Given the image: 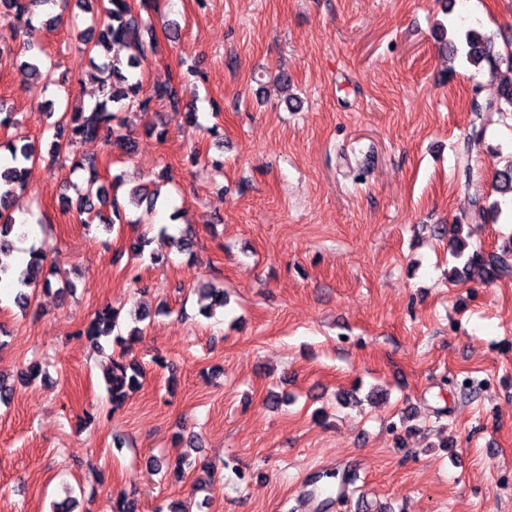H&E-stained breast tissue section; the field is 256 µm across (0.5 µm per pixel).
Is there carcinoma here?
<instances>
[{"instance_id":"1","label":"carcinoma","mask_w":512,"mask_h":512,"mask_svg":"<svg viewBox=\"0 0 512 512\" xmlns=\"http://www.w3.org/2000/svg\"><path fill=\"white\" fill-rule=\"evenodd\" d=\"M56 0H0V64L17 60L15 43L18 38L16 24L22 23L27 31L34 29V5H50ZM75 5L86 12L98 10L103 16L99 28H90L75 33L82 43L80 51L92 68V77L98 85L99 97L89 107H78L72 112L62 113L55 121L58 126L57 140L52 142L51 153L55 157H67L71 148L78 142L101 141L109 146H117L130 153L134 150V141L122 131L119 113L133 108L147 112L153 101L167 100L177 103L175 87L166 83L153 88L150 95L141 96L142 82L137 76L146 52L153 49V42L142 41V25L132 15L128 0H75ZM466 62L476 70L488 68L491 72L501 69L512 71V40L496 46L494 38L475 29L465 34ZM29 54L22 61L35 80L43 78L42 61L39 54L27 48ZM474 112H512V82L502 83L494 98L484 103L477 101L471 105ZM5 149L10 159L0 164V281L11 282L16 290L14 302L24 308L29 305L37 288L51 290L49 279L42 277V262L45 260L43 247L33 246L29 250V259L24 265H10L3 257L14 250L12 234L16 219L11 209L16 195L26 187L27 163L36 159L37 150L28 136L19 134L8 142ZM72 171H86L89 174L83 195L76 201L79 214L85 216L86 225L95 222L106 229L115 225L131 223L127 219V210L132 207L153 209L158 195L144 186L131 188L126 198L119 199L115 187L121 177L115 176L106 182L99 176V161L94 156H82L72 161ZM493 189L500 199L486 204L483 196L477 195L472 201L470 220L477 222L485 219L490 210L502 212L512 208V164L497 171ZM460 247L455 256L463 260L458 276L478 277L483 282L498 279L512 272V249L504 247L501 252L475 250L464 253ZM119 312L111 307L98 311L87 327L86 333L100 345V339L114 337L117 344L131 343L140 336V328L135 326L128 337L119 334ZM143 371L134 359L127 358L126 352L112 360V369L105 376V382L112 407L117 409L125 401L128 393L142 384Z\"/></svg>"}]
</instances>
